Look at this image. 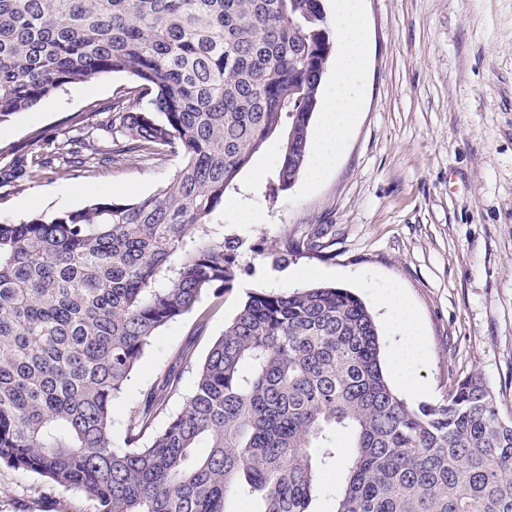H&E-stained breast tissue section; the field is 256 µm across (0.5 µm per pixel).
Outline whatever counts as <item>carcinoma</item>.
Returning <instances> with one entry per match:
<instances>
[{"label": "carcinoma", "instance_id": "1", "mask_svg": "<svg viewBox=\"0 0 512 512\" xmlns=\"http://www.w3.org/2000/svg\"><path fill=\"white\" fill-rule=\"evenodd\" d=\"M334 42L323 0H0V123L68 84L137 85L88 138L12 148L0 180L178 164L155 193L0 220V462L76 491L96 512H512V418L479 372L417 406L389 385L378 326L345 288L246 294L166 413L170 358L112 441V407L161 330L242 272L224 196L278 136L277 190L306 166ZM312 236L277 254L331 257ZM166 416L163 426L156 421ZM336 495V474L331 472L322 486L317 492L316 499L313 501V510L316 512H331L335 510Z\"/></svg>", "mask_w": 512, "mask_h": 512}]
</instances>
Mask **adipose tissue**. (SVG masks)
Here are the masks:
<instances>
[{
    "label": "adipose tissue",
    "mask_w": 512,
    "mask_h": 512,
    "mask_svg": "<svg viewBox=\"0 0 512 512\" xmlns=\"http://www.w3.org/2000/svg\"><path fill=\"white\" fill-rule=\"evenodd\" d=\"M333 24L339 37L335 72L322 106L318 133L311 148L314 174H321L340 157L367 81V35L359 0H336ZM391 324L403 327L405 344L395 363L408 374L421 349V332L411 310L394 296L380 299Z\"/></svg>",
    "instance_id": "ef3b65f1"
}]
</instances>
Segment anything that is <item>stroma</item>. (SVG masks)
<instances>
[{"label": "stroma", "instance_id": "stroma-1", "mask_svg": "<svg viewBox=\"0 0 512 512\" xmlns=\"http://www.w3.org/2000/svg\"><path fill=\"white\" fill-rule=\"evenodd\" d=\"M368 80L358 120L336 165L320 180L301 173L276 201L268 195L282 142L270 138L225 196L224 227L246 245L249 272L223 297L202 296L165 327L113 414L121 443L127 417L172 352L201 362L252 288L330 284L354 292L379 329L393 390L434 403L456 379L481 372L512 416V0H362ZM126 73L70 84L0 123V146L33 132L82 134L71 119L134 86ZM174 162L132 161L93 178L48 173L0 186V218L83 208L109 196L153 194ZM257 216L244 223L240 210ZM324 230L333 259L256 255L281 235ZM399 292L415 313L423 350L409 382L389 363L401 344L378 300ZM0 512H96L92 501L0 463Z\"/></svg>", "mask_w": 512, "mask_h": 512}]
</instances>
